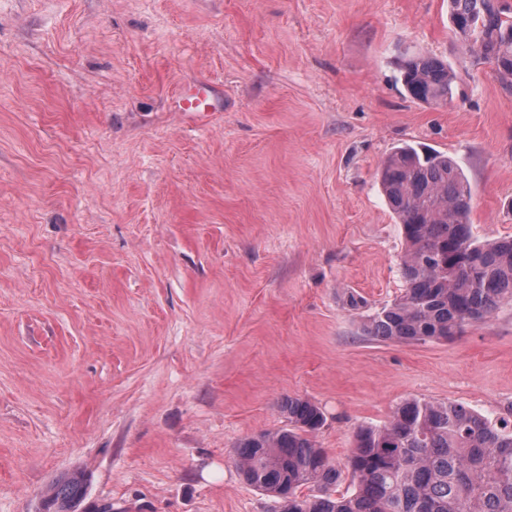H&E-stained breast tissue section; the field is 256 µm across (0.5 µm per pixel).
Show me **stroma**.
<instances>
[{
    "label": "stroma",
    "instance_id": "obj_1",
    "mask_svg": "<svg viewBox=\"0 0 512 512\" xmlns=\"http://www.w3.org/2000/svg\"><path fill=\"white\" fill-rule=\"evenodd\" d=\"M417 52L450 102L406 97ZM404 145L458 162L476 240L512 237V90L448 0H0V512L77 469L90 505L269 512L233 448L288 396L340 469L409 398L512 422V301L448 341L361 334L404 288ZM173 107L177 112H195L204 117L219 110L212 89L201 82L183 84L173 99Z\"/></svg>",
    "mask_w": 512,
    "mask_h": 512
}]
</instances>
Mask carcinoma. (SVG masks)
Listing matches in <instances>:
<instances>
[{
    "mask_svg": "<svg viewBox=\"0 0 512 512\" xmlns=\"http://www.w3.org/2000/svg\"><path fill=\"white\" fill-rule=\"evenodd\" d=\"M448 8L465 24L472 56L511 88L512 0H448ZM454 79L429 56L411 55L401 70L407 96L426 104L452 98ZM381 181L407 244L405 288L369 316L364 335L446 341L512 301V238H473L472 196L454 159L401 147L384 162ZM278 409L287 427L233 449L245 481L272 499L270 512H512V428L467 405L405 400L387 423L355 432L343 472L314 441L326 421L319 405L288 396ZM88 481L82 470L60 476L41 512H121L110 503L82 507ZM305 486L317 493H302Z\"/></svg>",
    "mask_w": 512,
    "mask_h": 512,
    "instance_id": "1",
    "label": "carcinoma"
}]
</instances>
